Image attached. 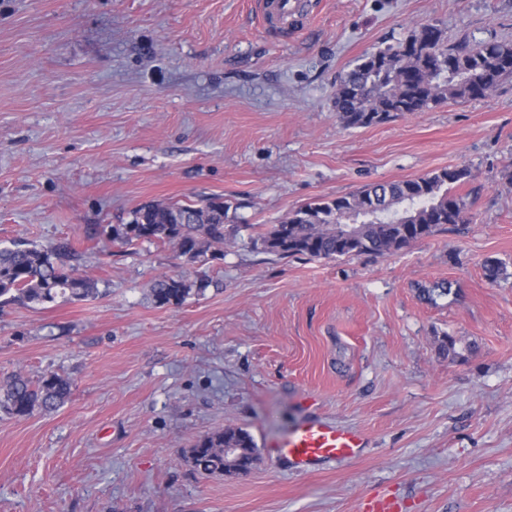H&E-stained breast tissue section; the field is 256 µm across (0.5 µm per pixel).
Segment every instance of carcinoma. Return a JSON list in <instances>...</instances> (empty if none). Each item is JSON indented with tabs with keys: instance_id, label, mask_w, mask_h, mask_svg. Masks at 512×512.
<instances>
[{
	"instance_id": "carcinoma-1",
	"label": "carcinoma",
	"mask_w": 512,
	"mask_h": 512,
	"mask_svg": "<svg viewBox=\"0 0 512 512\" xmlns=\"http://www.w3.org/2000/svg\"><path fill=\"white\" fill-rule=\"evenodd\" d=\"M512 76V42H448L445 29L427 24L402 40L368 53L337 78L334 108L347 127H366L393 116L423 112L448 100L486 97ZM471 177L467 168H448L423 177L364 186L350 196L306 204L287 220L257 234L263 248L281 257L331 259L346 255H384L410 241L431 235L448 224L467 220L466 203L452 190ZM351 213L360 222L356 236L343 240L336 234V216ZM224 202H147L132 211L127 224L112 225V240L171 245L191 252V262L206 265L224 255ZM77 253L72 245L43 246L20 240L0 249V312L21 304L31 308L96 297L98 280L66 269L63 257ZM210 281L162 275L150 284L158 306L183 304L204 293ZM453 294L452 283L424 290L425 299ZM69 379L57 374L37 381L16 374L0 387V411L24 417L49 411L69 399ZM237 449V458L224 461V449ZM257 448L243 429L225 428L200 437L188 450L192 467L204 474L224 469L253 467Z\"/></svg>"
}]
</instances>
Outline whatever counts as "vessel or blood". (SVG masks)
<instances>
[{
	"label": "vessel or blood",
	"instance_id": "vessel-or-blood-1",
	"mask_svg": "<svg viewBox=\"0 0 512 512\" xmlns=\"http://www.w3.org/2000/svg\"><path fill=\"white\" fill-rule=\"evenodd\" d=\"M257 12L266 26L288 27L295 25L302 4L300 0H257ZM363 444L359 430L308 418L272 441L269 452L282 460L289 471L308 474L325 462L352 460Z\"/></svg>",
	"mask_w": 512,
	"mask_h": 512
}]
</instances>
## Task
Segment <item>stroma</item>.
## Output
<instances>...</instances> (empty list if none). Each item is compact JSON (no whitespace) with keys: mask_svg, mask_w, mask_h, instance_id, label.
Returning <instances> with one entry per match:
<instances>
[{"mask_svg":"<svg viewBox=\"0 0 512 512\" xmlns=\"http://www.w3.org/2000/svg\"><path fill=\"white\" fill-rule=\"evenodd\" d=\"M305 2L284 36L253 0H0V247L83 241L72 265L101 290L0 313V382L72 383L55 410L0 411V512H512V78L369 127L334 109L340 73L423 25L512 42V0ZM463 166L468 223L396 252L255 242L302 205ZM211 197L230 219L212 263L107 240L142 203ZM161 275L212 284L160 307ZM308 415L365 448L290 472L267 445ZM226 427L256 466L198 473L189 448Z\"/></svg>","mask_w":512,"mask_h":512,"instance_id":"35a3bbf8","label":"stroma"}]
</instances>
